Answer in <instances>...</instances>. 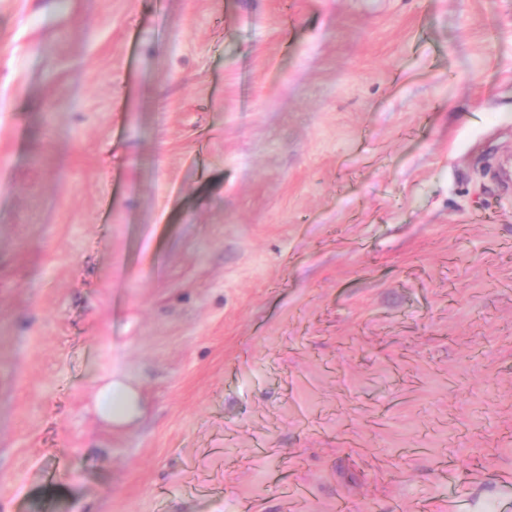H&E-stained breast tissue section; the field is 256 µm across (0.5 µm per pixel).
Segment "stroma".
Here are the masks:
<instances>
[{
	"label": "stroma",
	"mask_w": 512,
	"mask_h": 512,
	"mask_svg": "<svg viewBox=\"0 0 512 512\" xmlns=\"http://www.w3.org/2000/svg\"><path fill=\"white\" fill-rule=\"evenodd\" d=\"M509 165L512 0H0V512H512ZM95 409L111 426H129L141 416L140 392L124 378L112 377L98 389Z\"/></svg>",
	"instance_id": "obj_1"
}]
</instances>
